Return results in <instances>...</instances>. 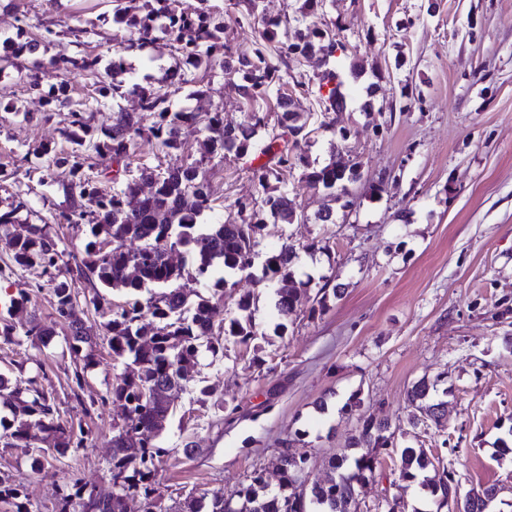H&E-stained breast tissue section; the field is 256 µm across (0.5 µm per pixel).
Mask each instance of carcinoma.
Instances as JSON below:
<instances>
[{
	"instance_id": "carcinoma-1",
	"label": "carcinoma",
	"mask_w": 512,
	"mask_h": 512,
	"mask_svg": "<svg viewBox=\"0 0 512 512\" xmlns=\"http://www.w3.org/2000/svg\"><path fill=\"white\" fill-rule=\"evenodd\" d=\"M323 2L301 0L298 16L283 21L259 16L260 0H235L234 5L243 7L238 23L258 27L249 52L234 49L225 34L224 14L216 11L210 0H141V5L132 10L120 4L114 7L115 18L125 25V32L115 34L113 41L123 50L151 43L160 30L178 55L193 59L196 69H208L216 61L233 64L225 75L231 81L242 79L236 89L248 108L239 133L237 126L224 121V112L218 109L202 116L197 112L171 111V92L162 85H151L140 90V110L112 112L105 139H97L82 121V108L73 104L66 78L79 74L94 80L102 96H115L122 87L118 77L125 72L121 53H115L112 64L104 69L97 55L50 61L65 77L57 86L51 106L66 107L72 112L73 129L65 136L81 149L108 152L116 162L127 166L137 139L153 138L160 147L176 150L181 126L200 119L209 133L204 143L207 154L237 160L267 158L253 168L261 201L237 200V219L227 223H197L198 217L213 210V193L194 164L161 171L142 166L136 175L112 190L89 179L62 182L69 208L61 218L71 222L92 216V240L86 244L84 256L75 261V267L53 277L56 313L70 320V349L76 353L87 350L85 358L89 360L94 347L90 329L72 319L77 280L84 279L94 288L122 292L129 300L119 310L102 312L107 318L104 328L112 358L124 365L108 392L126 415L125 424L112 437L111 499L94 498L85 485L73 480L69 492L57 502L55 512H127V500L134 493L143 495L145 512H152L155 476L166 456L158 438L173 413L170 393L191 377L202 353L215 356L220 350V346L208 341L213 335L216 301L203 294L192 298L177 287L184 268L172 261L170 253L186 248L196 261L199 277L216 275L222 287L234 289L237 282L226 279V273L251 274L256 246L268 225L299 221L284 183L286 172L300 165L301 176L310 186L343 196L349 195V186L358 181L356 163L332 160L314 166L301 154L313 128L309 117L295 110L293 99L276 97L279 115L273 129L269 128V112L264 110L282 80L281 66L288 65L292 57L317 53L327 68L306 81L296 82V86L315 97L324 117L347 108L344 81L336 69L328 67L329 59L335 55L331 32L306 23ZM144 184L149 185L146 193L142 191ZM129 241L140 245L130 249ZM0 242L21 267L38 266L45 273L57 269L56 241L36 227L18 223L14 209L0 213ZM295 258V245L285 241L268 252L263 261L262 280L275 288V309L282 318L293 314L308 299L307 283L295 278ZM144 288H158L160 292L142 301L138 295ZM342 296L340 286L327 279L310 314L326 312L329 303ZM251 305V295L239 298V314L223 324L224 340L246 343L256 336L249 314ZM25 335L43 343L55 336V331L35 319ZM437 392V382L425 378L407 390L406 400L414 409L407 419L409 425H444L446 402L438 399ZM0 398L10 411V417H0V441L5 445L29 448L34 433H40L45 447L38 448L33 458L36 464L62 456L72 447L73 428L54 415L36 378L22 386L0 374ZM397 430L386 418L361 417L348 445L351 452L330 457L329 475L312 478L307 484L300 482L308 459L284 448L276 461L277 487H270L264 471L256 469L237 488L213 495L209 503L189 497L172 512H361L359 489L376 478L382 457L394 452L399 457V478L418 485L436 504V512H442L448 500V479L455 478L454 472L438 467L440 459L428 456L422 448H398ZM495 489L494 484L471 488L462 496L459 512H469L471 501L485 502ZM22 496L21 481L0 490V502L12 503L15 512H28L20 503Z\"/></svg>"
}]
</instances>
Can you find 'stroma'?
Returning a JSON list of instances; mask_svg holds the SVG:
<instances>
[{
    "instance_id": "stroma-1",
    "label": "stroma",
    "mask_w": 512,
    "mask_h": 512,
    "mask_svg": "<svg viewBox=\"0 0 512 512\" xmlns=\"http://www.w3.org/2000/svg\"><path fill=\"white\" fill-rule=\"evenodd\" d=\"M316 19L340 29L335 66L348 108L334 120L351 135L317 130L304 153L319 166L334 154L358 162L360 178L347 207L311 189L299 170L288 172L300 219L269 225L257 254L291 241L298 274L311 276L315 289L334 278L344 295L325 314L302 305L284 321L273 289L259 281L261 264L232 291L198 279L192 254L177 252L185 267L180 288L219 300L217 320L236 316L239 294L252 293L257 335L204 356L174 393L154 512L233 490L253 470L273 472L288 442L320 459L343 452L356 426L340 412L351 394L360 395L361 414L406 424V392L424 377L440 378L447 419L440 429L410 431L406 444L439 456L462 490L495 483L501 500L512 502V465L491 458L495 441L512 437V346L505 342L512 336V0H325ZM69 26L82 36L66 34ZM46 27L57 37L0 73V211L17 210L20 223L42 228L69 262L82 256L90 223L53 222L69 206L63 181L74 175L109 185L118 166L106 152L73 154L64 136L69 110L46 106L24 76L37 74L47 90L60 81L50 59L93 54L110 62L120 26L112 0H0V40L26 42ZM123 57L121 93L105 105L91 80L70 82L95 136L109 126L112 108L135 110L138 87L173 71L174 111L219 109L230 122L244 121L242 100L220 67L194 68L162 37ZM204 139L201 124H185L178 150L143 140L131 165L198 162L217 215L235 219V201L261 191L249 163L204 160ZM61 154L74 155L76 172L54 165ZM314 241L318 249L309 250ZM77 286L76 316L97 340L90 364L65 347L70 330L55 311L50 276L16 265L0 243V319L14 326L12 338L0 336V373L37 376L82 439L39 471L31 451L0 444V484L23 481L29 512H52L70 477L103 496L113 491L112 436L124 412L106 396L123 367L112 359L94 289L82 280ZM34 317L54 326L50 342L26 340ZM322 399L324 413L316 407ZM417 496L400 480L397 458L388 457L359 500L363 512H386L387 501Z\"/></svg>"
}]
</instances>
